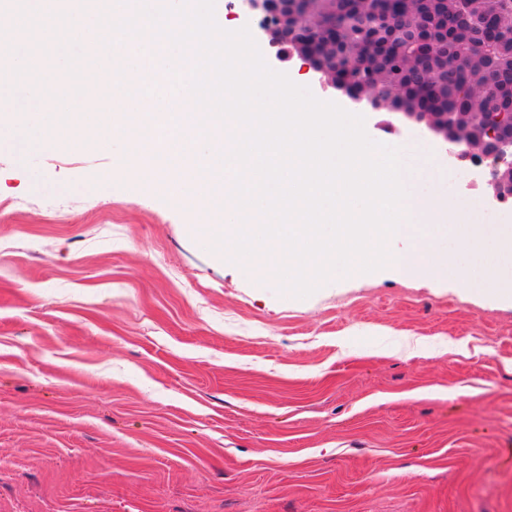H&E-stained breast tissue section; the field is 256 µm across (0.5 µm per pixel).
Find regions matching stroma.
I'll return each instance as SVG.
<instances>
[{"mask_svg":"<svg viewBox=\"0 0 512 512\" xmlns=\"http://www.w3.org/2000/svg\"><path fill=\"white\" fill-rule=\"evenodd\" d=\"M337 103L512 225L423 126ZM113 164L0 150V512H512V299L389 267L281 295L176 200L101 193Z\"/></svg>","mask_w":512,"mask_h":512,"instance_id":"stroma-1","label":"stroma"}]
</instances>
